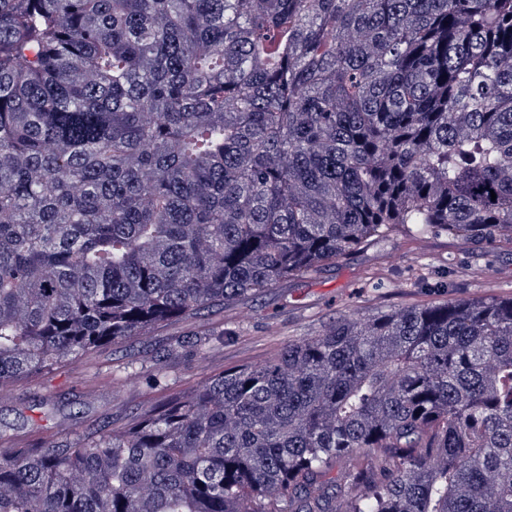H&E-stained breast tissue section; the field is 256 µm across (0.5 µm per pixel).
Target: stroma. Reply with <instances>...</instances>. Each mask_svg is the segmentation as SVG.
I'll list each match as a JSON object with an SVG mask.
<instances>
[{"label": "stroma", "instance_id": "obj_1", "mask_svg": "<svg viewBox=\"0 0 512 512\" xmlns=\"http://www.w3.org/2000/svg\"><path fill=\"white\" fill-rule=\"evenodd\" d=\"M488 296L512 297V237L488 245L400 226L317 270L13 381L0 396V433L11 447L34 448L125 432L173 395L224 370L262 365L351 314Z\"/></svg>", "mask_w": 512, "mask_h": 512}]
</instances>
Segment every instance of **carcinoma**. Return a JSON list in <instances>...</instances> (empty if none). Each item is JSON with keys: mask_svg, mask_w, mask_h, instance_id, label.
Returning a JSON list of instances; mask_svg holds the SVG:
<instances>
[{"mask_svg": "<svg viewBox=\"0 0 512 512\" xmlns=\"http://www.w3.org/2000/svg\"><path fill=\"white\" fill-rule=\"evenodd\" d=\"M398 224L512 235V0H0V395ZM0 512H512V297L0 447ZM351 468L353 467H349L344 463H337L322 478L325 481L329 495L332 497V503L336 507L342 503L344 497L350 491L351 485H349L347 473Z\"/></svg>", "mask_w": 512, "mask_h": 512, "instance_id": "1", "label": "carcinoma"}]
</instances>
